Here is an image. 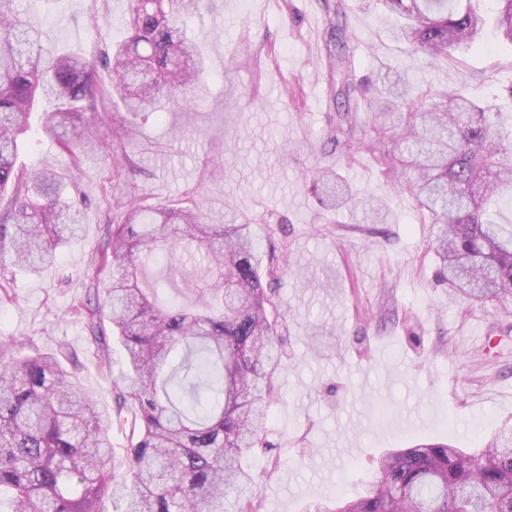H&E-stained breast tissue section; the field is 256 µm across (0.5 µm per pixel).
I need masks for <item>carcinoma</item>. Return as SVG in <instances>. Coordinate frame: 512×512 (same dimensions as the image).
<instances>
[{
  "label": "carcinoma",
  "mask_w": 512,
  "mask_h": 512,
  "mask_svg": "<svg viewBox=\"0 0 512 512\" xmlns=\"http://www.w3.org/2000/svg\"><path fill=\"white\" fill-rule=\"evenodd\" d=\"M38 0H0V253L11 264L39 271L57 260L82 230L81 212L62 173L18 167V139L44 98L43 128L72 157L103 140L77 133L90 101L116 95L128 112L163 108L161 92L200 83L204 66L184 18L205 0H132L131 35L99 63L44 44ZM343 0H324L333 12L328 50L336 83L338 122L329 142L367 150L357 137L358 113L388 135L397 155L388 173L431 225L437 276L453 294L480 303H512V81L501 103L482 105L431 85L416 89L402 76L371 89L353 74ZM412 58L430 66L479 44L487 17L482 0H378ZM493 24L512 44V0H492ZM112 73L98 88L97 66ZM332 204L346 190L322 172ZM206 261L193 291L201 306L157 300L162 272L139 281L150 262L163 267L177 244ZM105 273L76 310L104 362L111 341L124 350L112 379V416L97 410L76 383L75 352L20 354L26 343L0 342V494L6 512H262L252 490L247 455L264 444L267 402L283 363L278 324L282 303L265 277L284 265L257 248L251 224H211L197 204L154 208L132 204L119 224L105 225L95 256ZM130 428L128 447L111 454L109 418ZM313 512H512V428L477 455L448 442L422 440L380 460L365 495L340 494Z\"/></svg>",
  "instance_id": "carcinoma-1"
}]
</instances>
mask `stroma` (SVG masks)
Masks as SVG:
<instances>
[{
  "mask_svg": "<svg viewBox=\"0 0 512 512\" xmlns=\"http://www.w3.org/2000/svg\"><path fill=\"white\" fill-rule=\"evenodd\" d=\"M355 76L406 72L416 87L448 85L490 101L503 75L493 60L512 45L485 30L481 45L439 68L406 57L375 0H345ZM130 0H51L49 42L87 60L124 40ZM199 33L207 74L186 89L191 117L117 112L97 103L92 131L123 125L129 161L111 154L71 162L38 118L20 144L22 167L68 174L83 224L59 260L17 275L0 301V341L33 340L43 352L64 341L78 353L79 387L112 409L115 349L99 363L75 305L100 275L94 261L117 204L194 199L210 222L253 224L260 250L282 248L288 273L286 359L268 407L271 453L250 457L262 512H307L331 492L363 495L387 450L420 439L449 440L474 453L512 425V312L450 296L435 278L422 224L409 194L391 185L375 154L332 150L336 124L325 56L321 0H212L187 19ZM331 167L359 197L382 199L385 223L363 206L327 210L314 176ZM279 467L270 470V456Z\"/></svg>",
  "mask_w": 512,
  "mask_h": 512,
  "instance_id": "35a3bbf8",
  "label": "stroma"
}]
</instances>
